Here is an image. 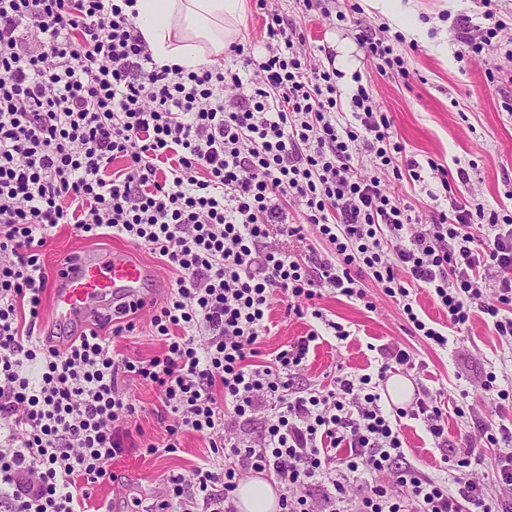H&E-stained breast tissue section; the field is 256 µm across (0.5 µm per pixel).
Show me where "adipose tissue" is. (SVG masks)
<instances>
[{
    "instance_id": "1",
    "label": "adipose tissue",
    "mask_w": 512,
    "mask_h": 512,
    "mask_svg": "<svg viewBox=\"0 0 512 512\" xmlns=\"http://www.w3.org/2000/svg\"><path fill=\"white\" fill-rule=\"evenodd\" d=\"M134 21L158 65L196 71L220 63L240 34L246 0H136ZM240 512H276L272 483L255 477L239 484Z\"/></svg>"
}]
</instances>
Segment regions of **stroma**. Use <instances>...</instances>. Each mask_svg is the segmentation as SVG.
<instances>
[{"instance_id": "obj_1", "label": "stroma", "mask_w": 512, "mask_h": 512, "mask_svg": "<svg viewBox=\"0 0 512 512\" xmlns=\"http://www.w3.org/2000/svg\"><path fill=\"white\" fill-rule=\"evenodd\" d=\"M303 33L308 46L317 48V60L333 57L342 77L338 85L344 93L355 88L354 75H361L378 109L389 113L394 128L412 155L424 169L423 182L386 178V192L410 207L414 216L428 221L435 208L445 207L443 189L437 173L427 169V160L447 166L449 171L464 168L468 185L452 182L454 194L469 198L485 209L512 211V112L502 102L512 98V59L492 49L475 58H458L461 44L456 37L465 24H483L484 8L480 0H410V7L431 32L415 42H404L403 53L411 72L409 81L394 73H379L368 60L348 22L312 20L300 9L298 0H276ZM348 55H341V47ZM495 72V83H487V72ZM112 235L83 237L71 226L54 229L43 253L47 275H55L62 256L82 249H108L117 246ZM373 308L362 302L327 294L318 302L325 318L338 322L349 332L346 340L326 336L311 349L306 367L293 379V387L303 390L328 385L339 373L356 375L376 373L383 348L400 346L421 363L419 374L410 375L413 389H427L436 395L443 409L447 440L434 442L423 423L406 419L402 435L406 442L407 463L430 476L447 474L449 480H475L483 483L490 496L501 490L494 478L498 449H484L480 463L458 466L465 435L472 433L469 419L456 413L457 405L477 403L485 423L512 425V398L500 399L496 391H485L489 375H496L498 389L512 387V345L497 336L491 325L477 318L463 333L450 336L441 349L418 336L405 319L399 303L379 289L370 291ZM287 299L274 293L270 299L271 332L263 338L261 350L269 354L304 336L312 318L287 315ZM130 398L141 412L140 435L125 456L112 466L114 479L93 486L89 506L111 499L112 512H150L162 494L165 478L203 462L210 454L203 436L188 432L177 452L148 456L141 449L143 441L159 440L164 422L160 404L151 387L133 383Z\"/></svg>"}]
</instances>
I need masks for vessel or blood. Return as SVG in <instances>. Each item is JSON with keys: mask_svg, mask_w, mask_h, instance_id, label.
I'll use <instances>...</instances> for the list:
<instances>
[{"mask_svg": "<svg viewBox=\"0 0 512 512\" xmlns=\"http://www.w3.org/2000/svg\"><path fill=\"white\" fill-rule=\"evenodd\" d=\"M152 271L134 250H86L64 256L50 282L55 323L89 328L99 316L130 300L151 304L143 285Z\"/></svg>", "mask_w": 512, "mask_h": 512, "instance_id": "b4317fda", "label": "vessel or blood"}]
</instances>
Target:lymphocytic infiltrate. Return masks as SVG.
I'll list each match as a JSON object with an SVG mask.
<instances>
[{"mask_svg":"<svg viewBox=\"0 0 512 512\" xmlns=\"http://www.w3.org/2000/svg\"><path fill=\"white\" fill-rule=\"evenodd\" d=\"M134 0H0V512H85L92 485L112 477L138 414L127 394L150 385L166 413L165 436L145 453L171 454L192 431L207 462L166 478L158 512H236L242 473L279 484V512H512V427L478 424L465 458L500 450L489 496L469 480L399 467L402 419L434 439L443 412L429 391L385 411L379 384L415 369L404 349L377 375L333 377L293 391L291 378L321 340L310 328L262 359L270 298L288 313L322 319L326 292L394 298L415 331L444 348L477 317L512 339V225L449 196L430 223L386 193L382 177L421 181L419 162L365 85L343 98L337 71L314 61L302 33L266 13V53L237 66L184 71L157 66L126 9ZM489 26L463 37L478 57L512 11L482 0ZM357 39L378 71L409 78L392 41L374 37L352 0ZM367 159L360 174L355 162ZM297 205L302 222L292 221ZM147 246L171 275L150 325L162 354L113 352L144 305L131 301L66 340L40 335L48 276L43 247L58 225ZM313 225L325 253L284 250ZM428 289L448 319L424 320L413 287ZM264 410V431L233 422Z\"/></svg>","mask_w":512,"mask_h":512,"instance_id":"1","label":"lymphocytic infiltrate"}]
</instances>
